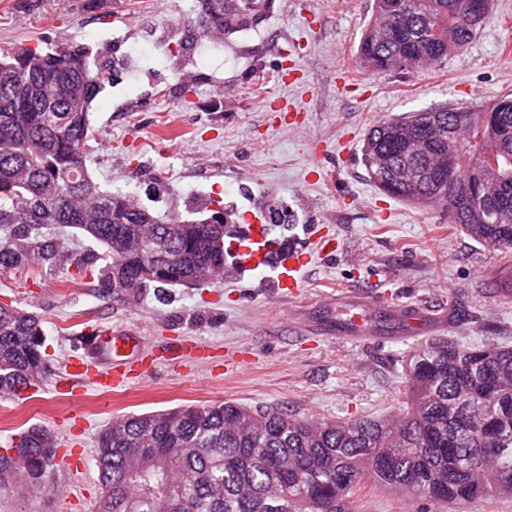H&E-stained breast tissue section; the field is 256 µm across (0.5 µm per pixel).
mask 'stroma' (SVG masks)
<instances>
[{
  "mask_svg": "<svg viewBox=\"0 0 512 512\" xmlns=\"http://www.w3.org/2000/svg\"><path fill=\"white\" fill-rule=\"evenodd\" d=\"M374 0H275L258 28L219 52H182L192 0H0V46L58 48L78 41L124 59L147 57L133 76L106 85L92 103L87 166L102 188L135 193L160 215L215 200L237 223L288 214L274 236L311 255L292 298L266 273L226 269L199 288L175 286L140 300L75 272L0 273V302L43 320L51 374L21 396L0 399V444L33 424L58 438L48 488L0 492V512H95L101 486L96 437L113 416L233 401L305 418L347 420L404 410L408 358L432 339L512 345V299L489 291L486 270L501 255L449 224L436 208L388 197L361 161L379 119L442 106L472 108L512 97V0H493L465 47L426 68L382 74L354 63ZM196 90L183 94L179 74ZM339 250L321 253L317 234ZM358 292L377 304L380 333L337 340L333 296ZM422 304L450 326L405 338L391 306ZM141 336L149 368L116 392L63 395L56 375L84 355L83 327ZM236 354L243 369L226 370ZM84 465L72 470L70 450ZM349 512H459L368 485Z\"/></svg>",
  "mask_w": 512,
  "mask_h": 512,
  "instance_id": "35a3bbf8",
  "label": "stroma"
}]
</instances>
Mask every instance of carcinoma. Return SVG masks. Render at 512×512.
I'll list each match as a JSON object with an SVG mask.
<instances>
[{"label":"carcinoma","instance_id":"carcinoma-1","mask_svg":"<svg viewBox=\"0 0 512 512\" xmlns=\"http://www.w3.org/2000/svg\"><path fill=\"white\" fill-rule=\"evenodd\" d=\"M476 0H374L358 69L373 74L424 67L469 43L489 16ZM272 0H196L183 19L193 40L212 45L246 31L244 13ZM126 63L78 42L57 50L0 49V272L25 266L78 269L90 263L52 225L70 227L103 250L101 284L134 299L149 288L201 287L224 275L218 210L156 215L129 193L102 189L83 146L91 105ZM506 153L489 168L475 141ZM369 180L392 198L435 206L473 240L512 257V98L472 109H431L376 122L363 139ZM437 161L464 171L441 186L398 180ZM487 192L505 184L499 211H473L461 184ZM42 321L0 302V392L18 394L46 378ZM407 411L350 421L299 418L235 402L116 417L97 437L103 490L97 512H347L370 482L416 499L472 510L512 498V346L469 347L435 339L410 355ZM21 464L0 453V490L32 492L56 466L57 438L43 426L19 434Z\"/></svg>","mask_w":512,"mask_h":512}]
</instances>
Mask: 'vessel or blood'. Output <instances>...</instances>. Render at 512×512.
Returning <instances> with one entry per match:
<instances>
[{
    "label": "vessel or blood",
    "instance_id": "vessel-or-blood-1",
    "mask_svg": "<svg viewBox=\"0 0 512 512\" xmlns=\"http://www.w3.org/2000/svg\"><path fill=\"white\" fill-rule=\"evenodd\" d=\"M226 256L232 257L238 268L249 271L271 270L273 288L283 293H294L310 260L307 252L296 241H282L275 237L269 225L239 224L224 238ZM374 305L369 297L349 294L341 297L336 309V335L348 342L374 338L377 328L373 321ZM391 312L399 318L408 337H417L428 331L432 323L425 308L416 305H396ZM135 369L131 362H104L99 353L75 364L66 390L92 386L100 391L116 390L126 386Z\"/></svg>",
    "mask_w": 512,
    "mask_h": 512
}]
</instances>
